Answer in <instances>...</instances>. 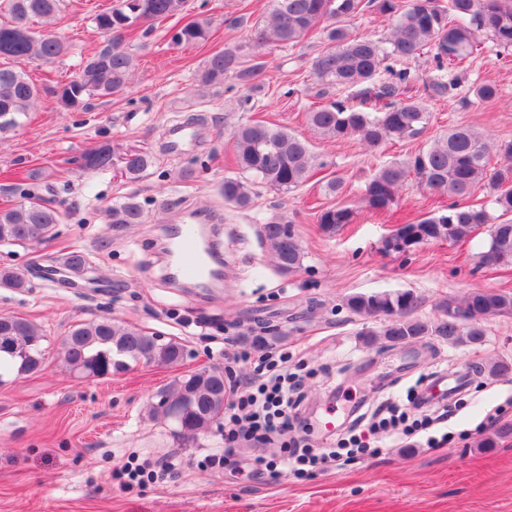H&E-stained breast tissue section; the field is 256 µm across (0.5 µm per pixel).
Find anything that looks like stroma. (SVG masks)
Instances as JSON below:
<instances>
[{
	"label": "stroma",
	"mask_w": 512,
	"mask_h": 512,
	"mask_svg": "<svg viewBox=\"0 0 512 512\" xmlns=\"http://www.w3.org/2000/svg\"><path fill=\"white\" fill-rule=\"evenodd\" d=\"M111 3L64 0L56 17L35 21V29L51 30L66 51L51 65L25 64L42 93L21 125L0 139V207L19 201L14 187L20 184L69 212L54 241L0 246V268L24 272L36 263L46 270L26 291L0 287V313L33 320L48 343L39 372L0 384V512H512V373L490 371L494 363H512V317L487 320L478 347L436 336L392 344L376 336L382 318H364L346 306L354 294L410 290L421 299L418 317L430 321L441 300L475 289L512 292V265L480 266L479 236L384 251L396 225L421 220L443 204L416 184L403 186L391 212L359 205L380 165L428 148L450 127L512 138V50L481 38L470 65L458 70L457 88L440 100L428 92L429 56L411 60L417 80L405 95L427 106L429 124L417 136L370 152L355 139H324L307 121V112L321 104L309 80L312 61L325 48L319 35L293 47L265 46L260 89L249 93L228 79L207 96L197 93L210 54L248 44L272 0H187L179 15L133 35L136 70L126 92L61 108L53 89L78 76L101 47L92 17ZM196 18L211 21L209 39L172 44L173 30ZM482 82L496 84V101H476L473 88ZM188 110L204 120L200 137L180 153H167L164 130ZM252 120L306 140L321 167L287 192L254 184L252 206L242 210L226 204L218 188L238 173L231 131ZM105 141L124 152L152 153L155 162L136 181L116 164L84 174L75 157ZM330 178L339 182L333 193L325 188ZM129 197L140 203L142 223H112V205ZM344 205L357 207L355 223L321 228L318 214ZM200 206L223 214L215 238L224 254V286L213 292L172 287L161 249L175 214ZM275 213L291 221L304 253L296 271L281 270L260 237ZM74 249L90 260L81 276L61 265ZM103 316L175 339L187 356L174 367L140 364L109 378H78L64 363L61 344L74 326ZM258 337L289 349L309 371L302 407L312 443L336 440L353 414L370 415L383 404H407L419 415L447 413L451 442L429 448L414 438L391 439L376 457L300 479L282 469L253 475L210 468L206 456L224 450L223 427L176 441L170 426L150 416L149 402L174 377L215 365L239 385L256 366L239 354ZM466 370L472 373L467 390L445 402L425 399L434 377ZM330 416L337 424L332 432L321 426ZM493 433L497 446L480 447ZM132 454L171 463L170 477L122 489L112 473Z\"/></svg>",
	"instance_id": "stroma-1"
}]
</instances>
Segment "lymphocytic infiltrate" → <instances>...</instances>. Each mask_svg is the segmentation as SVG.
Instances as JSON below:
<instances>
[{
  "instance_id": "lymphocytic-infiltrate-1",
  "label": "lymphocytic infiltrate",
  "mask_w": 512,
  "mask_h": 512,
  "mask_svg": "<svg viewBox=\"0 0 512 512\" xmlns=\"http://www.w3.org/2000/svg\"><path fill=\"white\" fill-rule=\"evenodd\" d=\"M243 359H256L255 375L236 393L224 411V452L210 456L211 465L226 469H241L236 458V447L242 442L269 444L282 440L281 463L294 474L319 468L342 459L344 454L365 453L369 439L375 435L415 436L426 433L428 447L447 445V438L430 436L434 418H410L407 412L390 406L382 408L368 425L321 448L312 447L300 438L307 422L300 405L304 397L306 378L291 371V357L287 350L266 346L255 341L252 351L242 354Z\"/></svg>"
}]
</instances>
